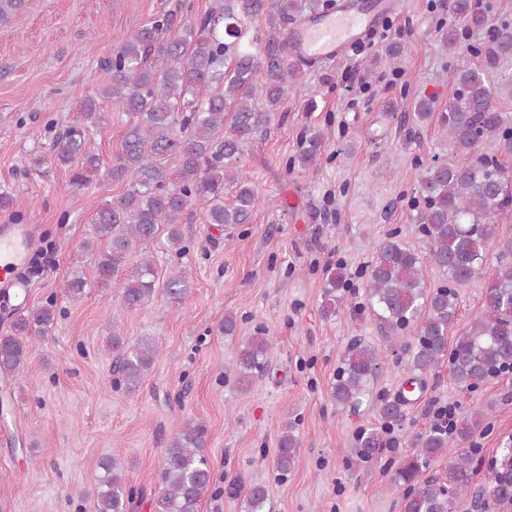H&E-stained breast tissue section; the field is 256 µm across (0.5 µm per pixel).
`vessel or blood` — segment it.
<instances>
[{"label": "vessel or blood", "instance_id": "obj_1", "mask_svg": "<svg viewBox=\"0 0 512 512\" xmlns=\"http://www.w3.org/2000/svg\"><path fill=\"white\" fill-rule=\"evenodd\" d=\"M392 9V0H336L330 12L304 19L290 28L292 52L313 65L340 60L354 44L377 29ZM35 244L33 225L0 226L1 305L29 303L27 269Z\"/></svg>", "mask_w": 512, "mask_h": 512}]
</instances>
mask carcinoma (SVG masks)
<instances>
[{"mask_svg": "<svg viewBox=\"0 0 512 512\" xmlns=\"http://www.w3.org/2000/svg\"><path fill=\"white\" fill-rule=\"evenodd\" d=\"M326 2L224 0L219 9L195 20L179 19L173 11L158 14L119 42L106 62L111 83L103 94L128 117L121 150L109 170L112 179L127 181L128 189L119 199L99 204L92 218L94 239L83 242V249L95 255L101 287L112 286L114 277L125 270L120 284L125 305H143L155 288V260L139 246L154 242L164 231L169 251L179 259L188 256L181 218L195 203H209L206 224L248 223L257 195L247 176L236 169L235 195L231 203H224L226 174L241 160L245 147L267 132L274 114L285 108L289 93L297 89L303 62L291 56L288 26L305 10H323ZM24 5L25 0H0V26ZM446 5L467 28L486 31L487 39L465 48L458 30L440 34L442 47L459 59L454 93L440 119L463 159L428 164L413 207L415 229L427 239L441 281L426 287L423 262L397 231L367 265V300L381 327L415 334L409 377L403 383L413 390L445 357L453 381L466 390L512 372V262H505L512 255V240L496 242L498 220L512 211V177L498 156L478 152L480 145L492 143L512 154V122L497 107L502 87L511 91L512 80L495 85L486 75V70L512 60V22L490 20L474 0H446ZM256 22L263 29L249 39L247 29ZM470 54L482 58V64L472 65ZM259 76L264 80L262 108L253 104ZM228 112L231 118L226 123ZM81 117L54 137V161L70 167V185L77 189L88 185L100 168L89 141L91 127L101 120L95 99L83 101ZM321 148L319 135L309 137L298 156L299 167H312ZM171 159L176 166H168ZM493 246L499 247V261L487 273L484 268ZM484 275V311L468 331L448 343L460 287ZM86 286L83 274L75 271L67 281V293L78 298ZM347 287L344 266L326 270L324 316L340 313ZM188 288L186 268L170 272L165 290L171 303L181 304ZM55 320L52 301L14 312L12 333L0 336L1 380L7 383L21 374L32 352L28 338L45 333ZM109 345L114 384L128 393L136 391L154 362L155 341L143 338L126 346L114 331ZM271 348L262 332L248 338L238 360L240 381L267 373ZM383 364L384 352L360 339L352 341L331 385L336 404L360 408ZM406 402L400 394L382 404L380 424L357 433L352 459L369 463L393 445L390 432L401 425ZM483 424V415L473 412L456 418L450 432L433 427L416 440L392 476L402 512H451L454 500L470 485L478 453L474 437ZM204 435L203 426L190 424L166 443L161 487L151 499V512H199L213 485ZM466 442L469 446L461 447ZM297 446L290 431L279 439L276 466L281 475L293 469ZM502 452L488 495L500 505L512 506V446ZM445 458L448 468L443 477L426 475ZM99 467L103 475L93 512H131L142 491L126 483L119 461L106 458ZM267 501L263 485L245 492L246 512H264Z\"/></svg>", "mask_w": 512, "mask_h": 512, "instance_id": "obj_1", "label": "carcinoma"}]
</instances>
